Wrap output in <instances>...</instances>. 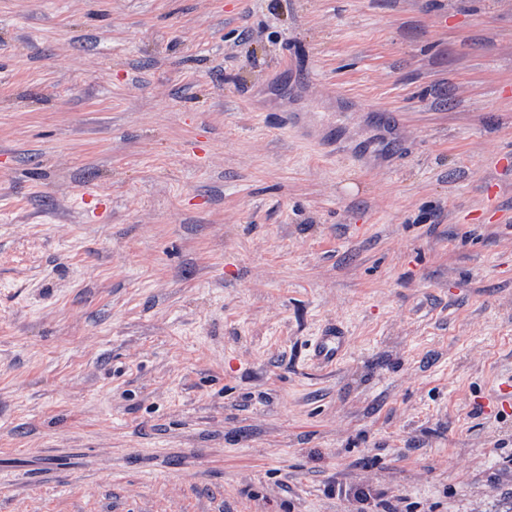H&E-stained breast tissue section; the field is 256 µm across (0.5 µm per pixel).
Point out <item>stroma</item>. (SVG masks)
I'll use <instances>...</instances> for the list:
<instances>
[{
	"mask_svg": "<svg viewBox=\"0 0 512 512\" xmlns=\"http://www.w3.org/2000/svg\"><path fill=\"white\" fill-rule=\"evenodd\" d=\"M511 374L512 0H0V512H505ZM344 340L342 336H322L314 346L317 359L325 364L331 365L342 355Z\"/></svg>",
	"mask_w": 512,
	"mask_h": 512,
	"instance_id": "1",
	"label": "stroma"
}]
</instances>
